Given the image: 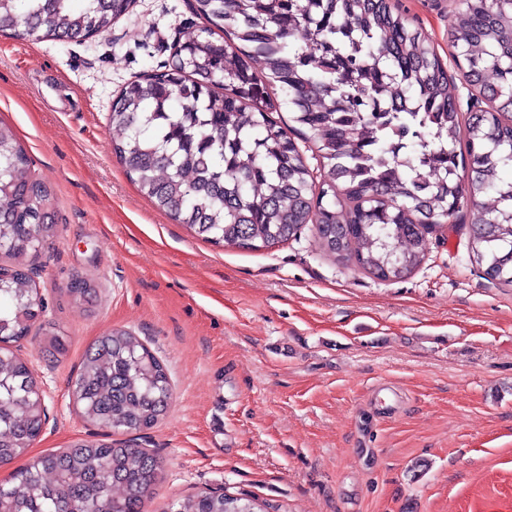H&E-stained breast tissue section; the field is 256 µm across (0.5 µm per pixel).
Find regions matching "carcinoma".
Returning <instances> with one entry per match:
<instances>
[{"label": "carcinoma", "mask_w": 512, "mask_h": 512, "mask_svg": "<svg viewBox=\"0 0 512 512\" xmlns=\"http://www.w3.org/2000/svg\"><path fill=\"white\" fill-rule=\"evenodd\" d=\"M0 0V33L84 41L107 32L132 0ZM206 25L175 43L163 71L137 77L112 101L113 151L154 205L215 244L259 250L313 225L320 249L384 280L425 260L429 235L476 207L475 263L512 286V0H461L448 38L486 109L469 117L433 46L391 0H194ZM224 37L217 38V32ZM236 42L227 44L224 38ZM261 57L265 71L252 62ZM292 108L327 160L314 183L304 150L270 117ZM464 143V150L457 149ZM0 124V463L28 452L46 409L11 344L38 327L44 351H65L44 319L30 263L57 237L49 188ZM79 304L94 286L66 288ZM94 425L153 427L173 388L130 332L94 343L73 384ZM159 458L130 442L77 440L0 484V512H144ZM255 498L201 492L169 512H269Z\"/></svg>", "instance_id": "cac0c4a2"}]
</instances>
